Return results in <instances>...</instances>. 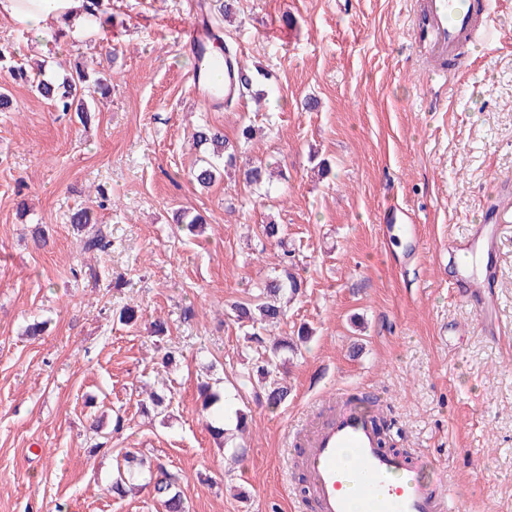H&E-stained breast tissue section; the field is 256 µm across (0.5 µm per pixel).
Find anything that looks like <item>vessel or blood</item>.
Instances as JSON below:
<instances>
[{
	"instance_id": "obj_1",
	"label": "vessel or blood",
	"mask_w": 512,
	"mask_h": 512,
	"mask_svg": "<svg viewBox=\"0 0 512 512\" xmlns=\"http://www.w3.org/2000/svg\"><path fill=\"white\" fill-rule=\"evenodd\" d=\"M491 0H421L417 18L420 42L433 61L452 54L465 39L476 36L475 17L489 13ZM240 54L225 56L224 82L213 84L209 70L191 72V89L210 109H221L236 97L233 75ZM512 223V193L503 192L488 223L474 226L467 240H449V253L483 257L479 268L462 267L457 295L479 314L496 303V255L503 225ZM293 460L310 486L297 498L299 512H456L446 482L429 479L421 459L385 450L371 416L343 404L320 425L295 435Z\"/></svg>"
}]
</instances>
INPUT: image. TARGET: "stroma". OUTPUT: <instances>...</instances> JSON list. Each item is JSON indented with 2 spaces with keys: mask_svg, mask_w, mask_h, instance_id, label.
<instances>
[{
  "mask_svg": "<svg viewBox=\"0 0 512 512\" xmlns=\"http://www.w3.org/2000/svg\"><path fill=\"white\" fill-rule=\"evenodd\" d=\"M419 4L238 0L222 38L266 77L261 98L219 111L190 88L187 40L207 14L194 0H112L111 25L62 38L0 16V46L51 58L55 78L103 44L116 53L85 122L0 68L12 92L0 112V512H162L146 489L113 496L129 450L179 474L190 512H296L292 431L340 389L389 403L391 445L439 460L460 512H512V223L495 327L457 298L446 247L485 223L493 185L512 190V0H493V38L469 42L445 78L416 39ZM204 123L268 167V189L231 170L192 182ZM81 207L97 221L79 230ZM391 209L412 215L421 244L383 229ZM179 212L204 217L198 237L180 233ZM271 221L306 282L274 333L312 337L287 355L284 403L237 393V463L207 429L199 385L258 361L225 307L278 270L283 248L259 241ZM96 233L110 248L84 251ZM126 307L136 323L120 322ZM37 321L43 334L27 336ZM169 347L181 357L167 367ZM144 389L171 392V405L144 415Z\"/></svg>",
  "mask_w": 512,
  "mask_h": 512,
  "instance_id": "35a3bbf8",
  "label": "stroma"
}]
</instances>
